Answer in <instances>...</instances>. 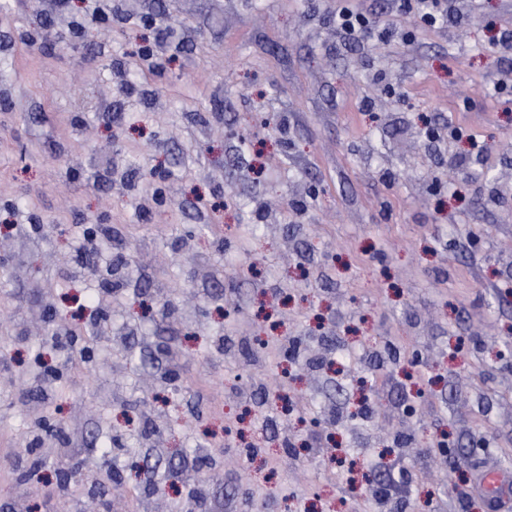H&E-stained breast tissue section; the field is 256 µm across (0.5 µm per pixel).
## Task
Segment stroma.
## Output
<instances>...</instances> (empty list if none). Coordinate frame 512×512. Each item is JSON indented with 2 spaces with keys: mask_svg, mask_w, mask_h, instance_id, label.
Returning <instances> with one entry per match:
<instances>
[{
  "mask_svg": "<svg viewBox=\"0 0 512 512\" xmlns=\"http://www.w3.org/2000/svg\"><path fill=\"white\" fill-rule=\"evenodd\" d=\"M344 7L372 22L342 39ZM432 26L420 0H11L0 15V512H174L205 480V512H380L353 492L358 463L389 506L484 512L488 469L512 471V0H458ZM88 45L60 52L58 37ZM158 70L122 75L142 47ZM111 225L84 277L86 232ZM175 291L177 311L138 310ZM76 312L87 372L50 406L30 382L67 350L46 321ZM300 336L294 413L259 403ZM177 382L168 385V350ZM97 472L135 438L148 478L58 493L52 449L33 480L9 460L34 418ZM343 448L290 455L313 419ZM472 459L449 492L423 432ZM182 475L172 482L171 472Z\"/></svg>",
  "mask_w": 512,
  "mask_h": 512,
  "instance_id": "35a3bbf8",
  "label": "stroma"
}]
</instances>
